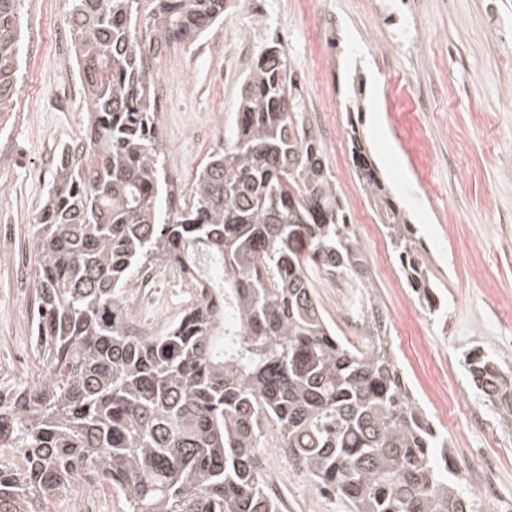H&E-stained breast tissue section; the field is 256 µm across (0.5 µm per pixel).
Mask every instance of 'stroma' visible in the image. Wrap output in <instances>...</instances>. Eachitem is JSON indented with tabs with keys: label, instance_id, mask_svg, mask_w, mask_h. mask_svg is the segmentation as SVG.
Wrapping results in <instances>:
<instances>
[{
	"label": "stroma",
	"instance_id": "35a3bbf8",
	"mask_svg": "<svg viewBox=\"0 0 512 512\" xmlns=\"http://www.w3.org/2000/svg\"><path fill=\"white\" fill-rule=\"evenodd\" d=\"M68 0H20V70L14 110L0 122V382H38L42 362L20 372L31 351L40 290L32 240L63 145L80 138L90 105L73 48L60 30ZM276 32L301 83L356 238L371 296L388 315V342L413 395L448 436L462 490L477 512H512V433L471 386L465 354L480 348L512 370V0H231L223 19L189 43L161 47L152 61L167 108L158 111L160 151L176 193L172 213L193 196L201 164L224 146L250 60L229 65L225 39L258 49ZM362 87L359 135L394 201L414 224L438 311L416 300L387 248L377 212L350 157L345 103ZM432 98L431 111L415 109ZM310 278L338 335L364 344L340 316L355 295L319 269ZM159 304L131 311L166 327L194 302L172 270L157 272ZM269 466L284 477L288 512H350L292 468L265 438Z\"/></svg>",
	"mask_w": 512,
	"mask_h": 512
}]
</instances>
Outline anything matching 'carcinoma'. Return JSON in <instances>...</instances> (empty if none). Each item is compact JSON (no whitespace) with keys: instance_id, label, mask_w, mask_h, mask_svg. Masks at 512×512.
Here are the masks:
<instances>
[{"instance_id":"1","label":"carcinoma","mask_w":512,"mask_h":512,"mask_svg":"<svg viewBox=\"0 0 512 512\" xmlns=\"http://www.w3.org/2000/svg\"><path fill=\"white\" fill-rule=\"evenodd\" d=\"M226 0H72L91 112L61 149L33 237L40 253L37 384L0 383V512H46L87 477L128 512H280L258 467L265 430L293 466L351 512H475L448 437L413 397L367 298L365 349L336 335L314 265L370 287L323 145L281 39L269 33L241 81L224 149L200 167L192 202L161 219L151 51L199 37ZM19 0H0V117L16 94ZM356 175L407 285L430 312L414 225L393 201L354 124ZM173 267L197 303L157 336L130 330L131 277ZM471 385L512 422V373L478 348Z\"/></svg>"}]
</instances>
